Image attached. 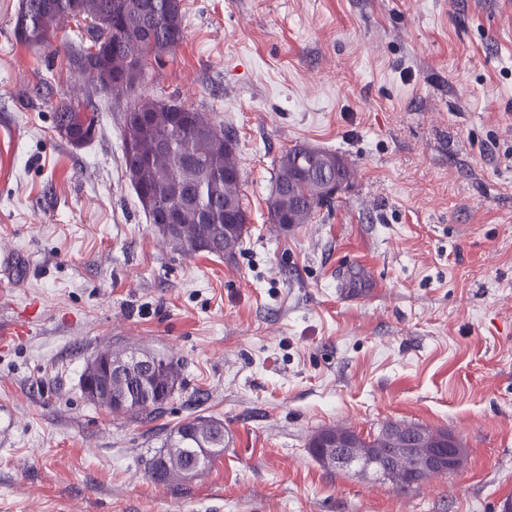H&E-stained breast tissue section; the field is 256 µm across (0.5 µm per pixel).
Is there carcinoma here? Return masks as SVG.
Segmentation results:
<instances>
[{"instance_id": "1", "label": "carcinoma", "mask_w": 512, "mask_h": 512, "mask_svg": "<svg viewBox=\"0 0 512 512\" xmlns=\"http://www.w3.org/2000/svg\"><path fill=\"white\" fill-rule=\"evenodd\" d=\"M174 0H22L13 27L15 40L29 48H50L60 23L71 18L91 19L101 26L90 32L94 54L91 71L82 68L85 50L62 43L70 69L95 92L107 97H126V106L149 114L138 123L123 122V144L131 145L136 157L124 162L133 189L143 188L155 210L167 206L176 209L183 238L171 241L177 249L195 254L196 245L208 253L226 259L236 252H224V242L241 244L247 232L249 215L243 203L241 173L236 147L224 128L203 113L175 101H163L136 93L139 84L129 73L136 63L149 67L161 63L184 39L183 13ZM124 30L129 40H114V31ZM55 128L65 127L90 142L97 133L95 110L62 97L55 106ZM309 151L306 144H296L278 158L272 184L288 185V196L267 198L269 223L280 229L288 224H308L313 216L334 204L324 190L326 177L336 176L316 167L300 169L297 156ZM144 356L160 358V370L148 376L159 384L171 376L180 379V364L161 353L144 351ZM162 407L154 397L144 398L122 410L117 416H138ZM401 426L407 432L423 429L416 423H385L369 438L359 437L367 448H387V429ZM224 454V423L209 416L186 419L171 429L164 449L148 463V472L160 470L163 483L187 480L190 466L209 467ZM371 470L384 480H393L389 461L379 455L364 457L356 471Z\"/></svg>"}]
</instances>
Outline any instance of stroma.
Here are the masks:
<instances>
[{
    "label": "stroma",
    "mask_w": 512,
    "mask_h": 512,
    "mask_svg": "<svg viewBox=\"0 0 512 512\" xmlns=\"http://www.w3.org/2000/svg\"><path fill=\"white\" fill-rule=\"evenodd\" d=\"M0 0V512H499L512 500V0H182L184 40L139 93L237 141L250 224L234 259L189 255L125 174L122 104L65 54L16 43ZM66 92L98 108L75 147ZM305 143L355 177L280 230L276 160ZM166 353L158 413L116 416L81 379L105 350ZM222 456L158 483L187 418ZM404 420L466 462L399 491L308 443ZM55 114V130L57 129L60 136H66L70 131L77 136L84 135L86 141L82 145L94 139L97 133L98 117L94 109L89 110L88 105L79 100H73L71 96L61 97L55 106ZM61 127H66L70 131Z\"/></svg>",
    "instance_id": "1"
}]
</instances>
